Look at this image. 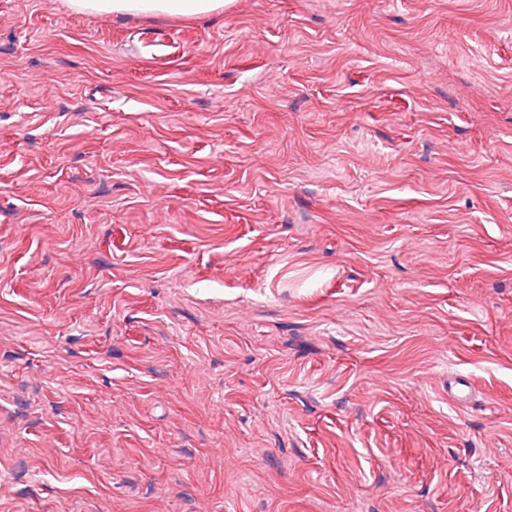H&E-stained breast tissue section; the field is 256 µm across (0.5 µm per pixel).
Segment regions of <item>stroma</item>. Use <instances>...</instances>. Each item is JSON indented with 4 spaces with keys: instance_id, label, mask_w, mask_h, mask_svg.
Here are the masks:
<instances>
[{
    "instance_id": "obj_1",
    "label": "stroma",
    "mask_w": 512,
    "mask_h": 512,
    "mask_svg": "<svg viewBox=\"0 0 512 512\" xmlns=\"http://www.w3.org/2000/svg\"><path fill=\"white\" fill-rule=\"evenodd\" d=\"M0 512H512V0H0ZM72 10L112 14L203 16L224 8L223 0H68Z\"/></svg>"
}]
</instances>
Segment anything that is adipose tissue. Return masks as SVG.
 <instances>
[{
	"label": "adipose tissue",
	"instance_id": "adipose-tissue-1",
	"mask_svg": "<svg viewBox=\"0 0 512 512\" xmlns=\"http://www.w3.org/2000/svg\"><path fill=\"white\" fill-rule=\"evenodd\" d=\"M68 6L97 13L203 16L223 9L224 0H68Z\"/></svg>",
	"mask_w": 512,
	"mask_h": 512
}]
</instances>
